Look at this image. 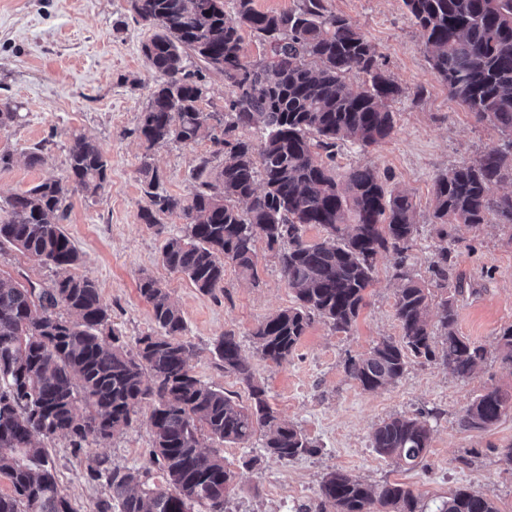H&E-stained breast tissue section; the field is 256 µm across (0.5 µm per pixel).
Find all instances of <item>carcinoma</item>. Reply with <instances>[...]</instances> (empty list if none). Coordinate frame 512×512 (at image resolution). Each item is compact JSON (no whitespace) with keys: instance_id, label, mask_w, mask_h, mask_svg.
Returning a JSON list of instances; mask_svg holds the SVG:
<instances>
[{"instance_id":"obj_1","label":"carcinoma","mask_w":512,"mask_h":512,"mask_svg":"<svg viewBox=\"0 0 512 512\" xmlns=\"http://www.w3.org/2000/svg\"><path fill=\"white\" fill-rule=\"evenodd\" d=\"M239 24L225 19V0H131L136 21L153 30L142 53L158 75L143 112L139 135L148 146L195 142L208 132L219 170L202 157L192 178V197L159 189L144 164L148 206L142 218L178 213L186 230L167 240L163 264L204 295L224 288V265L256 277L255 243L276 251L292 290V306L265 318L253 331L264 360H288L314 317L347 333L363 306L377 256L399 255L395 314L401 340L383 339L345 363L363 390L400 380L409 357L438 358L461 378L484 360L483 346L456 329V288L438 301L441 346L429 324L433 295L405 267L417 233L413 198L386 192L369 167L339 171L338 141L378 144L395 129L392 104L401 88L381 68V53L348 18L328 10L326 0H300L294 11L269 13L253 0H230ZM419 28L432 69L475 115L508 136L473 164L437 175L432 185L434 223L477 227L493 215L512 225V193L492 195L512 181V0H402ZM269 41L271 60L244 62L240 26ZM224 76L231 88L225 116L201 108L205 72ZM364 78L355 91L346 82ZM256 129L259 147L235 137ZM108 161L96 144L73 138L68 173L11 196L0 210V247L10 245L40 265L67 268L81 261L63 232L70 193L94 196L108 181ZM238 201L245 204L239 208ZM322 228L317 243L307 227ZM151 305V332L126 349L94 281L66 275L50 288L25 286L0 272V477L13 494H0V512H76L60 487L46 443L62 435L85 456L88 476L103 480L112 496L97 512H226L232 473L226 444L263 437L267 454L280 461L313 455L318 447L296 426L281 420L254 379L240 342L226 332L213 353L248 389L250 403L236 402L201 381L189 364L190 345L177 340L185 320L160 283L141 280ZM502 362L512 367V325L498 337ZM152 407L151 468L121 469L91 451L92 445L127 427L143 404ZM512 410V394L489 388L465 408L459 425L486 430ZM208 435L212 446L201 442ZM432 427L419 417L393 416L372 435L377 455L398 469L420 466ZM320 494L336 512H423L421 495L401 483L368 485L340 471L328 473ZM436 512H497L487 492L459 487L442 497Z\"/></svg>"}]
</instances>
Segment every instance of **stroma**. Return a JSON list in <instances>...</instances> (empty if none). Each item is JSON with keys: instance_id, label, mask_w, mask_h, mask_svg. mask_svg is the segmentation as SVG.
Masks as SVG:
<instances>
[{"instance_id": "1", "label": "stroma", "mask_w": 512, "mask_h": 512, "mask_svg": "<svg viewBox=\"0 0 512 512\" xmlns=\"http://www.w3.org/2000/svg\"><path fill=\"white\" fill-rule=\"evenodd\" d=\"M327 5L376 45L387 75L404 91L394 105V133L364 150L342 145L336 164L344 170L370 167L387 189L412 194L418 233L408 262L433 295L448 285L462 286L457 329L487 351L470 378H458L441 362L416 358L398 383L374 392L347 375L348 356L401 336L393 253L378 256L365 304L349 332L314 319L280 364L256 355L251 336L259 322L294 301L264 241L256 243L257 280L228 263L224 288L212 295L201 294L184 275L162 264L166 239L182 234L185 221L174 213L161 216L159 224L144 223L141 212L148 199L142 165L150 164L168 194L186 198L195 189L192 171L200 157H211L217 168L223 159L214 155L206 137L152 148L139 138L155 73L141 51L152 31L134 20L130 0H0V99L15 102L21 113L18 123L0 128V153L12 156L9 167H0V205L43 180L65 178L74 135L93 141L108 159L104 188L93 197L72 193L61 223L81 254L72 275L96 282L113 327L130 348L152 327L140 279L148 275L159 281L186 320L182 340L193 349L190 364L196 376L244 400L246 385L212 352L216 338L234 333L269 405L319 447L315 455L286 462L268 455L257 437L245 445H225L224 458L234 474L228 512H333L320 485L335 470L371 485L405 484L421 494L426 512H434L440 497L459 487L487 492L498 512H512V465L501 456L502 448L512 446V412L486 431L458 425L469 401L484 389L512 392V369L502 364L498 349L500 330L512 325V228L492 220L457 226L443 238L431 208L436 175L474 162L505 137L450 97L402 0H327ZM37 144L44 161L33 167L27 154ZM444 248L451 267L443 281L431 264ZM0 271L43 285L60 275L9 246L0 248ZM150 412L142 406L128 428L94 445V452L120 468L149 466ZM396 414L423 415L433 428L423 465L411 471L394 469L371 446L377 426ZM48 448L77 512H96L97 501L111 494L106 482L88 479L84 458L74 454L68 438L56 437Z\"/></svg>"}]
</instances>
